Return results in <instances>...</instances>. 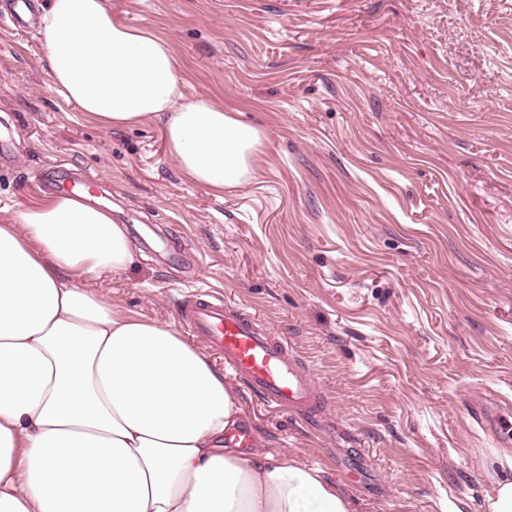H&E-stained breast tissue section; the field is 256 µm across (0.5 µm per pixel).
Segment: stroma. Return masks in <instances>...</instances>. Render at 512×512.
Returning a JSON list of instances; mask_svg holds the SVG:
<instances>
[{
	"mask_svg": "<svg viewBox=\"0 0 512 512\" xmlns=\"http://www.w3.org/2000/svg\"><path fill=\"white\" fill-rule=\"evenodd\" d=\"M191 94L261 128L256 174L186 180L163 128L105 130L0 24V221L85 176L138 255L94 282L179 322L193 274L290 343L320 421L245 385L253 446L321 467L353 512H487L512 457L470 417L512 392V0H110Z\"/></svg>",
	"mask_w": 512,
	"mask_h": 512,
	"instance_id": "obj_1",
	"label": "stroma"
}]
</instances>
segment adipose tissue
<instances>
[{"label": "adipose tissue", "instance_id": "adipose-tissue-1", "mask_svg": "<svg viewBox=\"0 0 512 512\" xmlns=\"http://www.w3.org/2000/svg\"><path fill=\"white\" fill-rule=\"evenodd\" d=\"M51 89L105 130H165L187 180L249 182L263 133L186 92L168 40L110 0H49ZM135 246L112 212L64 194L0 224V512H351L319 467L226 443L244 409L175 324L122 310L93 282Z\"/></svg>", "mask_w": 512, "mask_h": 512}]
</instances>
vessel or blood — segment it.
<instances>
[{"mask_svg": "<svg viewBox=\"0 0 512 512\" xmlns=\"http://www.w3.org/2000/svg\"><path fill=\"white\" fill-rule=\"evenodd\" d=\"M180 316L264 403L308 419L321 413L323 398L299 358L259 321L204 288L193 292ZM470 413L480 428L499 435L512 419V395L488 390L471 402Z\"/></svg>", "mask_w": 512, "mask_h": 512, "instance_id": "b4317fda", "label": "vessel or blood"}]
</instances>
